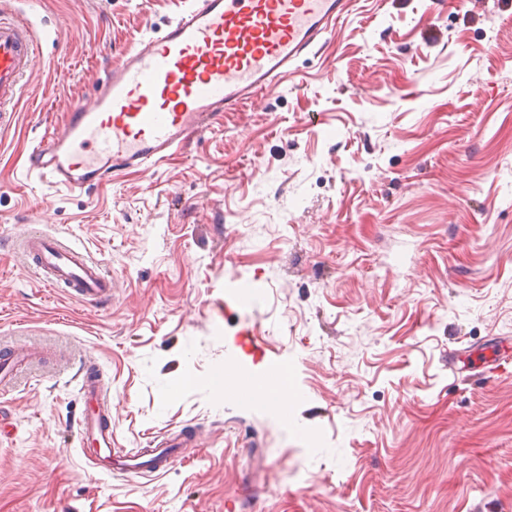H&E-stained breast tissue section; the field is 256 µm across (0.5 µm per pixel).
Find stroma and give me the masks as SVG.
I'll return each mask as SVG.
<instances>
[{
    "label": "stroma",
    "instance_id": "35a3bbf8",
    "mask_svg": "<svg viewBox=\"0 0 512 512\" xmlns=\"http://www.w3.org/2000/svg\"><path fill=\"white\" fill-rule=\"evenodd\" d=\"M41 35L0 142V512H512V0H356L264 109L82 194L27 177L92 82L175 0H22ZM41 224L112 273L88 305L12 240ZM239 371V396L218 381ZM289 367L286 413L253 398ZM97 374L116 445L168 471L103 475L78 445ZM30 364L28 355L19 349L9 352H0V390L9 388L15 376V372L23 366Z\"/></svg>",
    "mask_w": 512,
    "mask_h": 512
}]
</instances>
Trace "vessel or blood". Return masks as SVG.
<instances>
[{"mask_svg":"<svg viewBox=\"0 0 512 512\" xmlns=\"http://www.w3.org/2000/svg\"><path fill=\"white\" fill-rule=\"evenodd\" d=\"M349 7L350 0H180L161 35L135 39L97 79L89 100L73 104L62 132L32 147L29 172L75 192L121 169L158 166L225 113L244 104L262 107L300 58L323 51ZM38 51L30 19L1 8V114L21 105ZM17 249L44 287L70 289L89 305L111 300L112 275L86 248L33 224ZM29 363L21 350L0 353V390ZM81 391L78 426L88 460L142 477L168 469L175 451L165 439L146 460L113 451L110 407L98 379L84 375Z\"/></svg>","mask_w":512,"mask_h":512,"instance_id":"obj_1","label":"vessel or blood"}]
</instances>
